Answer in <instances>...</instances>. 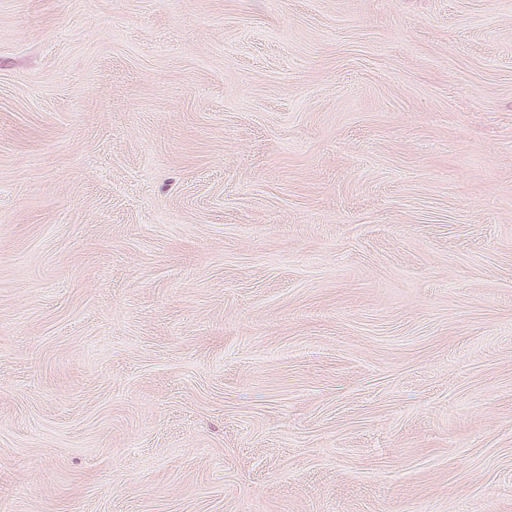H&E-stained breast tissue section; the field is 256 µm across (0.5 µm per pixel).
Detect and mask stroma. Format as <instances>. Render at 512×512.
<instances>
[{
    "instance_id": "35a3bbf8",
    "label": "stroma",
    "mask_w": 512,
    "mask_h": 512,
    "mask_svg": "<svg viewBox=\"0 0 512 512\" xmlns=\"http://www.w3.org/2000/svg\"><path fill=\"white\" fill-rule=\"evenodd\" d=\"M0 512H512V0H0Z\"/></svg>"
}]
</instances>
